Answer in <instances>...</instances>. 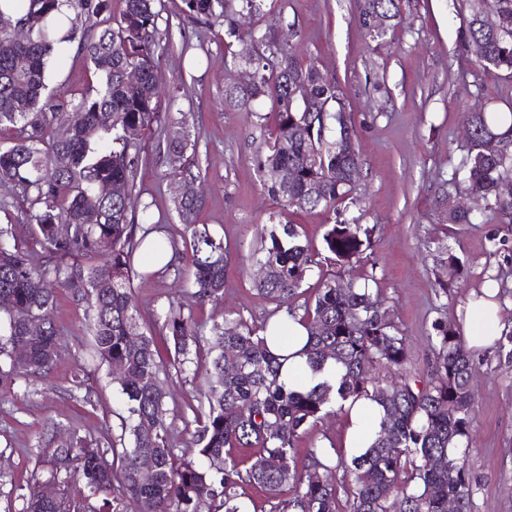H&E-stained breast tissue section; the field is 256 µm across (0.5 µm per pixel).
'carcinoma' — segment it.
I'll list each match as a JSON object with an SVG mask.
<instances>
[{
	"instance_id": "obj_1",
	"label": "carcinoma",
	"mask_w": 512,
	"mask_h": 512,
	"mask_svg": "<svg viewBox=\"0 0 512 512\" xmlns=\"http://www.w3.org/2000/svg\"><path fill=\"white\" fill-rule=\"evenodd\" d=\"M265 0H183L184 16L194 23L224 18V46L243 38L241 16L264 15ZM462 29L465 47L477 45L482 70L512 78V0H467ZM28 0L27 11L0 19L28 27L25 42L0 28V130L17 134L0 142V183L12 185L27 204L41 255L14 239L12 226L0 225V390L15 379L45 375L56 358L58 328L53 317L58 291L83 308L100 362L124 368L118 379L127 401L129 438L113 444L112 460L73 434L41 436L50 479L58 497L50 501L33 486L26 512H245L237 489L245 483L263 488L270 512H472L473 480L460 444L471 427L474 366L461 339L448 324H433V361L428 377L411 373L410 352L379 291L368 284L341 286L323 273L303 313L295 299L314 268L320 267L291 216L322 207L340 213L353 200L360 168L356 130L336 81L313 65H303L295 49L280 41L276 25L248 32L255 44L254 79L247 86L224 88V107L252 111L267 99L274 127L266 151L257 156L261 182L277 205L269 223L257 226L260 246L251 262L266 268L256 289L284 318L299 319L309 336L305 352L312 372L332 360L342 368L338 387L320 383L301 392L280 381L282 358L273 351L283 336L266 335L242 319L224 317L210 329L206 344L192 314L171 303L162 337L144 331L135 306L133 281L151 276L149 254L167 245L145 237L161 229L149 206L130 208L142 163L141 139L153 129L160 158L184 187L173 200L191 254L177 280L201 303L224 297L230 247L206 224L198 223L204 197L197 191L198 141L187 116L172 121L162 110L155 68L162 47L158 37L161 0ZM496 17L488 27L485 14ZM404 0H355L354 19L373 41L403 23ZM384 20L377 26L374 18ZM76 47L92 80L75 97L48 90L52 57ZM25 64L17 66V59ZM134 68L139 78L126 80ZM465 149L452 177L441 183L445 221L471 224L494 218L512 224V195L502 191L512 180V102L488 112H466ZM294 177L284 179L288 171ZM121 183L125 197H103L90 210L87 200L108 183ZM465 194L472 206L460 209L453 196ZM67 232L59 233V227ZM372 229L335 219L326 225L324 248L338 265L360 259ZM42 324L39 336L29 325ZM137 341H131V337ZM27 341L30 358L12 360L14 346ZM185 356L190 347L208 355V389L195 409L193 445L197 459L175 454L166 422L168 361L158 342ZM233 355L237 368L227 370ZM366 398L383 408L377 438L365 452L345 459L327 448L309 450L301 470L292 466L296 444L309 426L343 402ZM240 448L255 452L244 459ZM149 456L154 476L142 480L139 461ZM341 472L336 480L328 478Z\"/></svg>"
}]
</instances>
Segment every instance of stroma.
I'll return each instance as SVG.
<instances>
[{"instance_id": "stroma-1", "label": "stroma", "mask_w": 512, "mask_h": 512, "mask_svg": "<svg viewBox=\"0 0 512 512\" xmlns=\"http://www.w3.org/2000/svg\"><path fill=\"white\" fill-rule=\"evenodd\" d=\"M158 20L163 54L157 83L171 96L172 114H191L200 143L205 203L200 223L210 225L234 251L226 272L224 300L198 304L179 290L173 271L135 280L136 306L145 330L160 332L172 299L191 310L202 333L225 315L261 327L278 316L274 303L257 294L254 267L240 259L255 247L257 225L268 223L276 205L264 190L255 159L270 127L259 112L224 107V88L237 70L224 48V22L185 21L182 0H163ZM286 27L284 40L303 61L334 78L355 122L362 173L345 218L371 226V245L359 262L341 270V283L375 280L411 352L412 371L426 373L433 359L432 325L457 327V310L487 283L498 288L505 324L499 341L473 354V427L468 464L476 492L472 512H512V224H445L439 181L451 177L466 139L460 115L512 99V78L476 71L461 41L466 0H409L406 20L394 37L373 42L353 20V0H276ZM91 72L75 48L64 49L47 71L50 90L77 94ZM159 137L146 133L144 162L136 177L133 209L150 205L163 215V233L186 254L184 227L172 210L176 179L156 164ZM450 288L441 292L437 281ZM57 358L43 376L18 379L14 394H0V512H23L27 485L38 474V441L48 425L78 432L101 450L121 433L125 403L107 365L91 358L92 337L82 309L60 297ZM203 362L189 354L168 380L166 420L176 454L195 455L190 410L207 385ZM344 413L311 426L298 444L296 466L314 447L343 449Z\"/></svg>"}]
</instances>
